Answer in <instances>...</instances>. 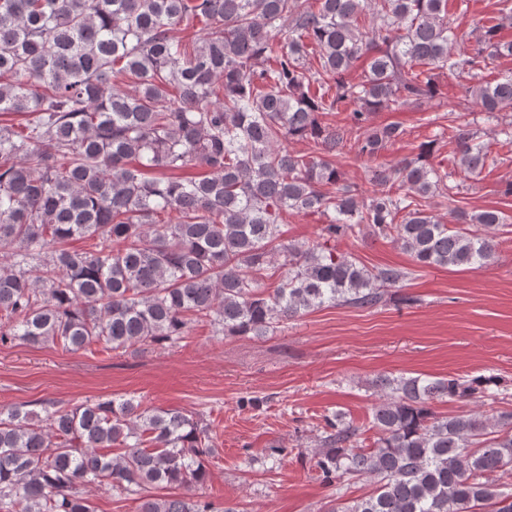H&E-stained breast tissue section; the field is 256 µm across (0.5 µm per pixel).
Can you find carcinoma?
<instances>
[{"label": "carcinoma", "mask_w": 512, "mask_h": 512, "mask_svg": "<svg viewBox=\"0 0 512 512\" xmlns=\"http://www.w3.org/2000/svg\"><path fill=\"white\" fill-rule=\"evenodd\" d=\"M505 20L512 8L479 29L468 55L454 52L448 0H0V116H27L18 131L0 125V246L12 250L0 262V343L117 350L176 343L199 320L260 337L323 306L372 307L407 273L336 251L366 230L420 267L489 264L502 212L447 224L423 208L455 202L459 189L457 172L429 161L436 141L380 164L370 194L333 157L353 141L375 158L401 139V125L374 126L372 114L433 98V70L460 80L489 117L512 112V74L483 75L487 60L512 56ZM361 58L358 82L345 81ZM345 103L349 126L324 121ZM290 140L317 152H293ZM448 145L461 173H481L488 150L469 125ZM188 168L199 175L181 176ZM288 211L325 217L318 240L282 239ZM87 237L90 250L63 248ZM270 268L281 270L271 290ZM489 384L381 380L369 448L360 427L325 419L314 451L324 481L375 485L330 512H512V413L432 409L476 401ZM43 412L0 409V512H95L88 486L140 496L138 512H238L195 494L215 448L193 416L133 398ZM159 484L189 494L142 495Z\"/></svg>", "instance_id": "1"}]
</instances>
